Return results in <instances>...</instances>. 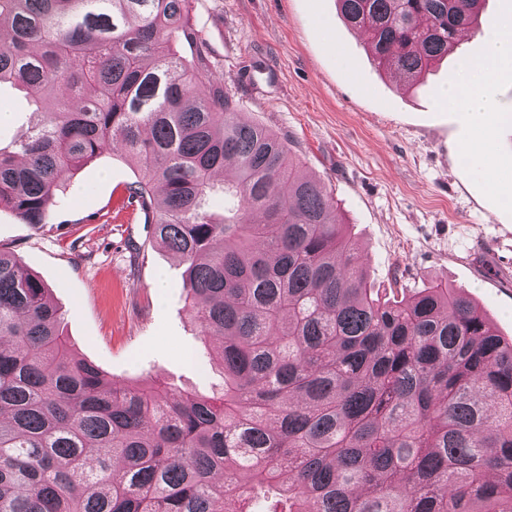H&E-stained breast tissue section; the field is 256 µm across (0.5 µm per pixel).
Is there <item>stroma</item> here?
<instances>
[{"label": "stroma", "instance_id": "35a3bbf8", "mask_svg": "<svg viewBox=\"0 0 512 512\" xmlns=\"http://www.w3.org/2000/svg\"><path fill=\"white\" fill-rule=\"evenodd\" d=\"M197 43L212 76L239 103L242 120L288 141L303 171L319 178L359 247L370 283L409 293L437 277L464 290L512 337V206L485 175H512V78L483 91L489 162L462 163L474 132L441 92L459 80L461 58H478L485 33L512 13V0H485L477 31L425 79L406 85L377 70L366 38L336 0H190ZM11 112L0 143L36 120L28 91L0 86ZM136 167L104 149L63 174L48 223L0 211V249L48 286L79 356L116 382L157 374L211 394L223 384L213 363L219 340L199 336L186 308V265L158 245L141 211L123 207Z\"/></svg>", "mask_w": 512, "mask_h": 512}]
</instances>
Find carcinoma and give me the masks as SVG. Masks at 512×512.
I'll return each mask as SVG.
<instances>
[{
    "label": "carcinoma",
    "mask_w": 512,
    "mask_h": 512,
    "mask_svg": "<svg viewBox=\"0 0 512 512\" xmlns=\"http://www.w3.org/2000/svg\"><path fill=\"white\" fill-rule=\"evenodd\" d=\"M337 2L415 83L484 0ZM178 41L188 0H0V85L38 116L0 145V210L48 223L61 174L120 145L224 377L113 382L0 250V512H512V338L446 282L372 287L321 181Z\"/></svg>",
    "instance_id": "cac0c4a2"
}]
</instances>
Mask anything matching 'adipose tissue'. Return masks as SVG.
Here are the masks:
<instances>
[{"mask_svg": "<svg viewBox=\"0 0 512 512\" xmlns=\"http://www.w3.org/2000/svg\"><path fill=\"white\" fill-rule=\"evenodd\" d=\"M464 76L443 94L449 106L469 112L476 124H483L487 114L494 112L495 103L480 87L487 81L512 76V20L488 34L483 57L476 62L461 64Z\"/></svg>", "mask_w": 512, "mask_h": 512, "instance_id": "obj_1", "label": "adipose tissue"}]
</instances>
